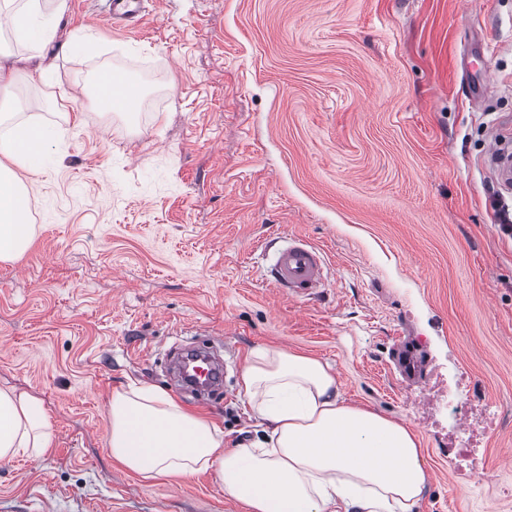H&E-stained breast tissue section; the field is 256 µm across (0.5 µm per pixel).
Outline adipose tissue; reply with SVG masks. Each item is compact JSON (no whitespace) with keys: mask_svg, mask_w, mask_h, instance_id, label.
<instances>
[{"mask_svg":"<svg viewBox=\"0 0 512 512\" xmlns=\"http://www.w3.org/2000/svg\"><path fill=\"white\" fill-rule=\"evenodd\" d=\"M68 11V0L0 6V32L27 49L19 57L0 45L1 88L22 80L52 85L46 49ZM48 142L44 127L0 113L1 262L21 258L33 242L32 200L16 170H37ZM239 394L263 434L228 448L221 428L167 392L114 391L107 437L113 460L146 481L215 474L248 512H418L428 486L420 441L404 422L347 403L329 362L255 348L243 362ZM51 442L41 404L0 388V460L41 456Z\"/></svg>","mask_w":512,"mask_h":512,"instance_id":"ef3b65f1","label":"adipose tissue"}]
</instances>
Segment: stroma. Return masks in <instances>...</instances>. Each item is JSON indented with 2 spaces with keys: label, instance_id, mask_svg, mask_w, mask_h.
Listing matches in <instances>:
<instances>
[{
  "label": "stroma",
  "instance_id": "stroma-1",
  "mask_svg": "<svg viewBox=\"0 0 512 512\" xmlns=\"http://www.w3.org/2000/svg\"><path fill=\"white\" fill-rule=\"evenodd\" d=\"M57 85L112 67L133 111L8 90L15 121L53 133L20 171L36 237L0 262V388L52 424L39 458L0 461V512H248L213 475L154 483L113 461L115 389L172 391L170 352L222 344L220 394L179 399L224 431L261 433L238 395L259 346L333 363L348 403L408 424L419 512H512V0H144L129 29L70 0ZM327 255L324 292L265 280L274 238ZM415 350L416 371L398 362ZM479 380L501 418L466 476L431 422L434 374Z\"/></svg>",
  "mask_w": 512,
  "mask_h": 512
}]
</instances>
